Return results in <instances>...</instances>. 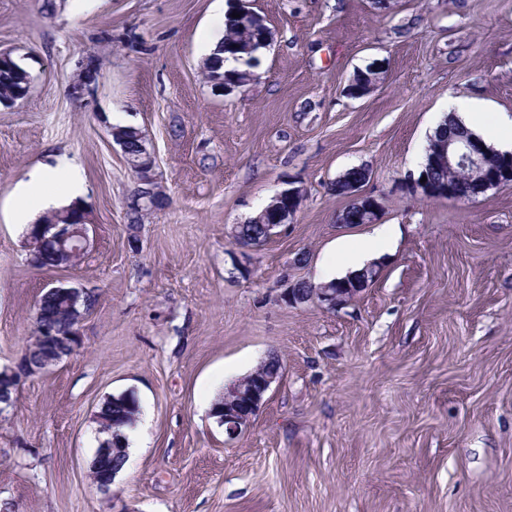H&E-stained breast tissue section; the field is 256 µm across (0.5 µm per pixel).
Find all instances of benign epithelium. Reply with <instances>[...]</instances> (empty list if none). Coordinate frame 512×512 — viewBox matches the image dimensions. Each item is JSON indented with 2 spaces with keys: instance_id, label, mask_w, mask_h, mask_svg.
<instances>
[{
  "instance_id": "benign-epithelium-1",
  "label": "benign epithelium",
  "mask_w": 512,
  "mask_h": 512,
  "mask_svg": "<svg viewBox=\"0 0 512 512\" xmlns=\"http://www.w3.org/2000/svg\"><path fill=\"white\" fill-rule=\"evenodd\" d=\"M371 74L367 75L364 86L355 98L361 99L373 93L380 84L381 66L376 64L370 67ZM98 69L93 64L82 63L71 85L75 95L88 94L96 86ZM488 148L481 140L469 132L448 127V132L442 135L436 145V153L440 159L448 162V181L443 185L423 182L413 178L403 186L404 191L412 197L438 198L451 202H465L488 188L497 187L512 182V152L499 153L503 162L501 169H491L485 164ZM154 157L147 147H142L138 159L132 161L135 165L133 172L137 176L138 185L125 202L126 210H139L141 212L152 209V199L161 188L156 185L151 170L154 167ZM370 180V168H364V178L355 179L343 174L338 177L342 183V195L348 199L349 204L357 207L363 223L370 224L377 219L380 209L376 198L363 190V184ZM302 189L298 187L285 188L275 194L267 209L271 210L284 200H291L293 204L282 212L284 219H289L299 209L302 202ZM93 225L90 215H84L78 224H57L48 219L39 226L37 235L28 238L30 247V260L34 265L40 264L42 255L52 250L60 259V265L65 266L76 262L81 254L90 245V232ZM375 276V272L367 270L357 277L355 283L348 284L346 288H334L322 283L313 288L310 294H300L290 288L286 299L290 304H304L315 301L329 309L342 308L350 304L361 293ZM50 293L60 294L65 298L67 306L65 312L72 318L75 328H80L88 311L78 307L77 302L87 290L83 287L59 283L48 289ZM77 345L68 341L58 343V347L51 350L39 366L30 370L23 366L17 369L0 370V399H4L9 392L16 389L23 376H31L51 370L64 358L70 356ZM279 373L258 366L248 378L243 379L229 387L224 394V417L219 424L224 426V433L233 439L250 425L259 412L264 397L271 385L278 380Z\"/></svg>"
}]
</instances>
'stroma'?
Segmentation results:
<instances>
[{
    "label": "stroma",
    "mask_w": 512,
    "mask_h": 512,
    "mask_svg": "<svg viewBox=\"0 0 512 512\" xmlns=\"http://www.w3.org/2000/svg\"><path fill=\"white\" fill-rule=\"evenodd\" d=\"M215 0H0V52L29 94L0 105V368H16L46 287L95 290L81 345L21 379L0 412V504L12 512H512V183L465 203L412 198L448 99L512 119V0H250L273 32L254 80L201 71ZM91 95L70 94L83 59ZM382 66L352 99L354 71ZM142 132L168 198L128 245L137 185L109 133ZM74 163L94 224L76 266L31 264L10 207L39 164ZM369 166L377 222L399 234L349 305H293L370 224H341L331 184ZM304 190L281 233L240 256L236 225ZM278 355L259 414L227 438L207 401ZM146 429L110 493L90 480L106 399ZM370 70L372 72L371 74H369L370 72L368 70V67L356 70L354 72L352 76L355 82L354 88H359L363 82L365 74H369L367 75V79L362 89L359 90L357 94H355V99L364 98L365 96L373 93L378 88L380 84L381 66L378 64H374V67L370 66ZM302 197H303L302 189H300L298 187L285 188V189H283V190H281V191H279L278 193L275 194V196L273 197L271 203L263 211L273 209L278 204H282L283 200H288L289 201V199H290L293 202H297L296 205H289L288 204V209H285L282 212V216L284 217L283 221L285 223H287L288 219L291 216H293L297 212V210L299 209L300 204L302 202Z\"/></svg>",
    "instance_id": "1"
}]
</instances>
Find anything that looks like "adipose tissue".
Here are the masks:
<instances>
[{"instance_id":"obj_1","label":"adipose tissue","mask_w":512,"mask_h":512,"mask_svg":"<svg viewBox=\"0 0 512 512\" xmlns=\"http://www.w3.org/2000/svg\"><path fill=\"white\" fill-rule=\"evenodd\" d=\"M448 109L459 122L471 131L480 133L483 142L495 150L505 152L512 148V139L495 130H483L479 103L468 97H452ZM83 183L76 167L42 166L35 169L29 181L20 186L12 210L15 224H30L44 209L80 200Z\"/></svg>"}]
</instances>
